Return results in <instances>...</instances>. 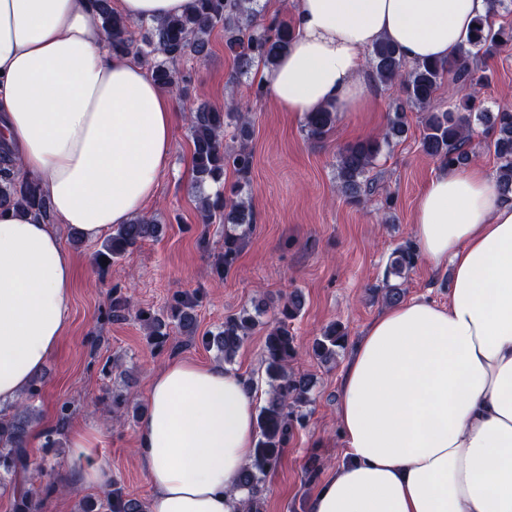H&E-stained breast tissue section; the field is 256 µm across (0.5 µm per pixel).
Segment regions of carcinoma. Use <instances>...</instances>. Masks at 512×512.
<instances>
[{
    "mask_svg": "<svg viewBox=\"0 0 512 512\" xmlns=\"http://www.w3.org/2000/svg\"><path fill=\"white\" fill-rule=\"evenodd\" d=\"M256 0H191L189 9L180 14L140 24L142 33L135 35L133 23L112 9L111 0H93L101 27L107 33L112 53L149 63L152 80L178 96L188 93L189 80L178 64L193 57L204 61L210 54L209 36L220 25L224 28L225 45L233 56L236 74L244 76L263 65L274 67L293 38L287 21L268 18L255 8ZM512 45V28H496L479 17L468 38V47L460 49L451 62H408L392 42L381 39L371 48L367 66L373 81L384 86L400 87L402 98L389 113L387 130L380 138L355 142L340 152L336 164V183L349 203H366L371 182L368 174L383 148L404 137L408 131L407 110L428 111L421 139L422 150L442 167H461L469 161L466 150L472 124L478 121L489 129V149L500 160L496 184L502 195L512 200V108L496 112L482 108L479 87L486 76L473 66L478 56H492ZM455 66L457 96L446 106H433L435 93L450 66ZM336 110L327 106L304 116V130L309 139L323 140L333 129ZM189 132L193 145V188L204 224H224V271L237 263L245 234L255 224V215L243 197L253 155L244 147L226 150V136L244 142L251 135L249 113L235 102L224 110L201 104L189 113ZM233 168L241 181L224 187V170ZM17 160L10 158L0 144V208L20 207L52 222L48 199L39 183L15 174ZM162 225L145 215L136 216L126 224L112 227L94 257L100 277L109 273L112 264L139 243L160 235ZM418 261L415 244L405 241L390 255L386 275L377 290L387 304L398 303L405 295L404 283ZM198 294L176 293L166 309H133L129 300L112 289L109 317L123 320L129 314L144 322L149 342L163 348L170 332L177 330L192 336L197 325ZM304 306L300 291L292 292L278 306L274 320L265 323L262 363L270 396L258 414V440L253 460L244 469L240 487L246 496L243 512H259L262 487L266 477L278 466L293 431L305 425L308 407L313 403V381L307 375L290 370L298 355L296 337L289 323ZM260 310L241 309L224 319L217 332L203 338L208 348L223 354L230 362L253 330L260 325ZM348 344L347 328L340 322L327 326L311 345L312 356L324 364L336 361ZM35 377L16 405L0 408V487L14 483L12 512H38L41 496L55 491L52 483H43L46 465L31 459L28 441L39 421L34 406L39 396ZM114 420L132 414L136 418L142 408L131 405L129 393L112 390ZM78 512H147V502L133 498L118 483L101 497L84 496Z\"/></svg>",
    "mask_w": 512,
    "mask_h": 512,
    "instance_id": "obj_1",
    "label": "carcinoma"
}]
</instances>
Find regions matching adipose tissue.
Here are the masks:
<instances>
[{"instance_id":"ef3b65f1","label":"adipose tissue","mask_w":512,"mask_h":512,"mask_svg":"<svg viewBox=\"0 0 512 512\" xmlns=\"http://www.w3.org/2000/svg\"><path fill=\"white\" fill-rule=\"evenodd\" d=\"M190 0H118L133 22ZM491 0H299L294 38L265 71L266 96L306 114L376 103L366 56L379 39L405 59H447ZM172 96L143 64L113 54L92 0H0V141L40 183L53 223L0 209V405L16 400L70 321L75 264L55 231L95 239L156 190L171 147ZM415 242L450 264L448 302L383 308L354 346L336 422L343 461L306 512H512V202L478 166L436 173ZM135 455L147 512H241L258 438L256 396L220 366L173 358L152 376ZM98 432L71 434L76 485L109 488Z\"/></svg>"}]
</instances>
